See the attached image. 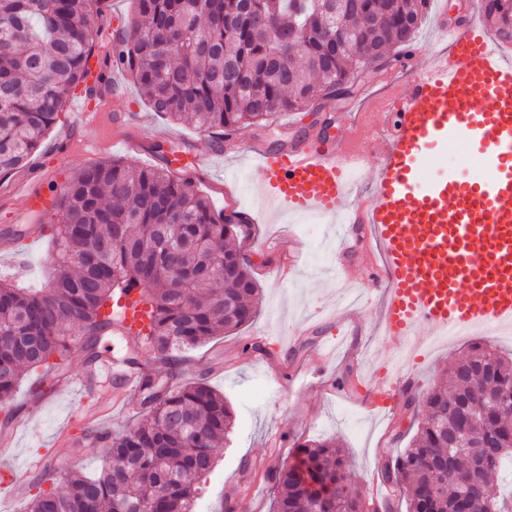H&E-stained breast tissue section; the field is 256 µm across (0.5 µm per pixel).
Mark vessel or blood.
Returning a JSON list of instances; mask_svg holds the SVG:
<instances>
[{
    "label": "vessel or blood",
    "instance_id": "obj_1",
    "mask_svg": "<svg viewBox=\"0 0 512 512\" xmlns=\"http://www.w3.org/2000/svg\"><path fill=\"white\" fill-rule=\"evenodd\" d=\"M438 36L450 40V50L428 53L408 85L387 99L391 130L378 135L375 122H367L374 132L368 152L328 138L286 151L255 141L244 150L276 209L333 217L345 235L354 225H369L379 258L366 280L383 289L379 333L396 354L424 348L422 327L448 336L457 330L492 335L512 325V46L499 41L477 9L466 24H441ZM448 144L479 151L491 178L452 170L425 180L426 149ZM371 160L373 187L361 200L353 176ZM137 299L133 290L113 305V330L135 336L145 328ZM140 376L136 366L113 371L104 356L76 385L86 391L112 381L117 412ZM398 392L376 384L366 404L394 410Z\"/></svg>",
    "mask_w": 512,
    "mask_h": 512
}]
</instances>
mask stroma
Returning a JSON list of instances; mask_svg holds the SVG:
<instances>
[{"label":"stroma","mask_w":512,"mask_h":512,"mask_svg":"<svg viewBox=\"0 0 512 512\" xmlns=\"http://www.w3.org/2000/svg\"><path fill=\"white\" fill-rule=\"evenodd\" d=\"M462 2L435 0L410 56L381 70L354 95L324 102L314 112L282 114L275 123L256 130V137L273 146L305 134L355 136L363 129L360 115L369 104L401 89L408 69L436 47L440 14L459 9ZM133 8L132 0H100L97 6L93 41L101 53L105 76L114 73L109 62L111 45L117 29L130 22ZM121 83L120 95L109 98L99 121L80 128L74 125L78 101L70 99L49 132L46 148L33 155L27 168L0 181V227L21 215L17 187L22 181L31 180L36 190L47 195L61 189L75 169L92 162L125 158L152 164L155 158L150 146L160 132L171 141L190 142L192 152L208 154L209 163L197 173L196 183L215 209H226L224 176L236 174V208L253 226L242 252L259 274L257 316L250 325L228 336H215L191 353L197 370L206 374L208 383L223 394L235 414L232 432L219 447L216 467L202 482L199 502L205 512H224L228 499L270 512L273 491L263 477L265 466L273 458L293 456L298 444L327 437L336 438L351 459V491L374 502L372 473L380 470L388 454L406 448L417 428L412 416L404 412L378 416L362 406L367 386L388 379L380 359L403 366L416 388L424 391L440 380L446 367L465 357L470 344L482 340V333L442 340L420 359L388 354L376 334L380 302L375 289L359 309L358 329L340 326V295L365 287L364 272L374 259L365 241L366 228H359L341 247L351 266L350 279L329 278L331 256L339 248L331 219L320 215L292 218L267 207L260 176L246 161L239 143L231 141L215 149L207 135L151 112L129 78H122ZM297 244L309 256L319 254L320 262L308 259L293 280L275 282L270 269ZM9 246L24 247V262L14 264L9 255L0 253V275L23 288L45 287L54 273L48 239L29 237L21 244L10 241ZM257 343L267 348V355L254 353ZM325 345L335 349L325 380L339 385L336 394L319 393L301 372L304 362ZM89 402L78 390L65 393L51 382H37L35 375L24 376L9 404L27 417V429L0 444V456L26 470L32 484L40 475L39 464L57 455L69 457V470L94 473L102 463L101 446L95 441L101 426L76 415L78 407Z\"/></svg>","instance_id":"1"}]
</instances>
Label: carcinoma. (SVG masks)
Masks as SVG:
<instances>
[{"instance_id":"1","label":"carcinoma","mask_w":512,"mask_h":512,"mask_svg":"<svg viewBox=\"0 0 512 512\" xmlns=\"http://www.w3.org/2000/svg\"><path fill=\"white\" fill-rule=\"evenodd\" d=\"M95 0H0V179L40 150L67 101L93 98L86 65L94 53ZM135 18L112 45V67L131 76L152 111L183 121L219 146L274 122L353 93L362 58L415 40L432 0H133ZM509 40L512 10L493 18ZM188 143L158 141L157 165L114 159L78 168L54 203L48 225L53 280L45 289L0 280V402L27 373L57 379L73 345L100 357L112 334L103 310L132 288L150 307L148 333L123 358L139 364L146 347L163 365L142 374L144 421L97 436L107 462L93 476L53 471L29 496L27 512H195L199 482L215 467L216 447L234 412L183 353L231 333L256 315L259 282L233 241L248 236L238 211H215L196 178L171 168L168 155ZM451 388L406 393L403 408L424 417L407 448L383 464V512H512L496 481L512 459V358L476 342L448 371ZM476 434L448 461L474 407ZM491 444L494 449L486 448ZM350 463L328 440H308L268 469L272 512H360L349 491Z\"/></svg>"}]
</instances>
